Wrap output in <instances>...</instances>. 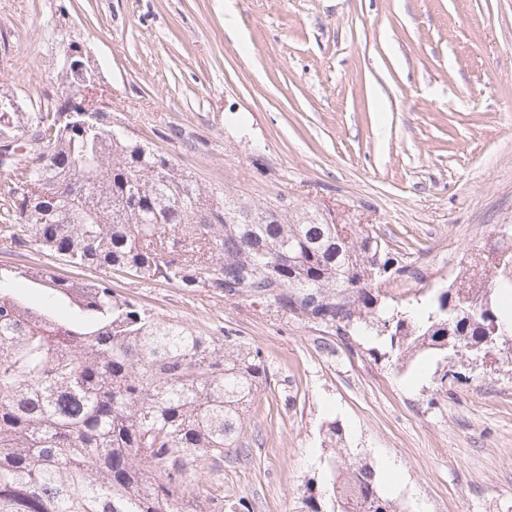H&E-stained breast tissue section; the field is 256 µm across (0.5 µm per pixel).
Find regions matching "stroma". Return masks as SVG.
<instances>
[{
    "label": "stroma",
    "mask_w": 512,
    "mask_h": 512,
    "mask_svg": "<svg viewBox=\"0 0 512 512\" xmlns=\"http://www.w3.org/2000/svg\"><path fill=\"white\" fill-rule=\"evenodd\" d=\"M83 47L111 116L206 188L369 224L413 274L382 284L416 307L512 240V0H0V96L26 139L56 61ZM123 296L258 347L272 373L247 460L194 475L214 505L298 512L327 425L401 512H512V363L441 377L396 369L373 337L114 274Z\"/></svg>",
    "instance_id": "obj_1"
}]
</instances>
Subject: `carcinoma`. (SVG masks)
Masks as SVG:
<instances>
[{"label":"carcinoma","mask_w":512,"mask_h":512,"mask_svg":"<svg viewBox=\"0 0 512 512\" xmlns=\"http://www.w3.org/2000/svg\"><path fill=\"white\" fill-rule=\"evenodd\" d=\"M49 100L34 113L23 171L0 182L3 251L34 248L96 272L66 279L0 267L72 308L69 321L0 289V512H210L191 475L244 455L245 412L267 386L263 352L203 336L118 294L120 272L262 304L338 331L376 336L400 369L427 352L447 365L490 348L503 323L490 290L434 294L412 320L381 307L376 239L316 207L260 206L209 191L169 156ZM45 187L65 224L44 221ZM300 512H400L371 466L330 459Z\"/></svg>","instance_id":"obj_1"}]
</instances>
